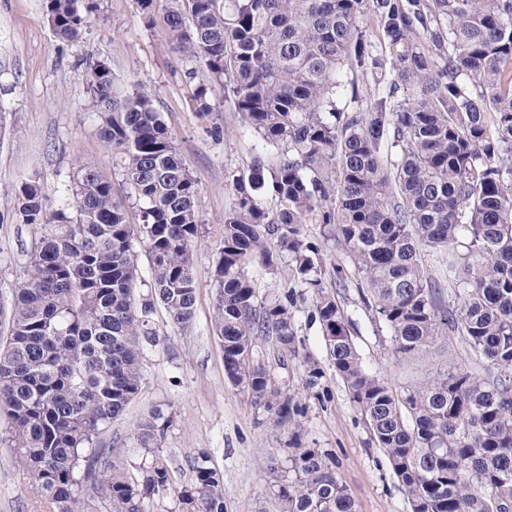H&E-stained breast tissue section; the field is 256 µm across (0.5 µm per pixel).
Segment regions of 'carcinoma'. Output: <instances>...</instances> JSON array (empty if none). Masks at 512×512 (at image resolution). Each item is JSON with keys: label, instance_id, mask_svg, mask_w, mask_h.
<instances>
[{"label": "carcinoma", "instance_id": "1", "mask_svg": "<svg viewBox=\"0 0 512 512\" xmlns=\"http://www.w3.org/2000/svg\"><path fill=\"white\" fill-rule=\"evenodd\" d=\"M135 3L148 23L164 10L169 48L203 65L255 140L214 269L226 380L272 427L295 428L288 389L247 353L266 339L285 361L297 353L288 294L260 300L250 276L284 260L311 291L336 374L411 512H512V0ZM44 18L74 44L100 20L101 0H45ZM385 67L390 85L357 104L350 74ZM116 81L103 60L87 67L113 176L75 168L74 204L61 209L32 177L12 206L39 236L27 278L0 305V440L57 512L99 500L109 512H153L172 491L159 417L138 428L135 466L102 435L138 395L143 355L160 342L154 306L178 330L194 319L200 188L153 101L117 94ZM208 85L193 95L203 115ZM308 224L344 247L336 282L354 286L396 361L445 338L455 358L399 391L366 368ZM139 246L151 269L140 301ZM189 467L190 482L172 491L178 512H224V473L205 451ZM270 469L280 512H356L330 454L298 436Z\"/></svg>", "mask_w": 512, "mask_h": 512}]
</instances>
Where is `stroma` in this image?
<instances>
[{
	"instance_id": "1",
	"label": "stroma",
	"mask_w": 512,
	"mask_h": 512,
	"mask_svg": "<svg viewBox=\"0 0 512 512\" xmlns=\"http://www.w3.org/2000/svg\"><path fill=\"white\" fill-rule=\"evenodd\" d=\"M108 62L118 76L117 89L150 96L164 121L178 134L181 157L198 181L202 232L195 243L198 282L191 328L174 330L162 308L152 320L163 345L147 352L141 391L105 437L138 461L134 435L151 414L167 423L162 448L174 486L189 482L187 462L207 451L224 473V512H279L274 476L264 466L280 447L250 399L224 378L219 340L211 324L215 301V261L222 247L224 213L232 201V181L247 169L252 141L243 131L234 103L222 89L210 88L212 111L199 117L191 98L203 74L185 78V63L168 48L163 22L146 24L134 0H101V19L79 43L60 42L43 19V0H0V104L8 133L0 140V298H10L24 276L26 252L35 229L12 223L8 211L16 191L39 177L53 207L69 206L68 172L78 165L112 170V154L100 141L95 106L84 92L89 61ZM251 276L261 296L289 293L298 325L299 352L287 368L277 365L271 341L258 352L273 367L277 382L297 404L304 443L328 450L336 473L350 489L357 512H410L407 496L388 460L376 448L365 420L326 355L321 328L309 292L295 283L286 265L277 271L257 265ZM345 313L368 369L387 375L400 387L423 376L429 361L396 362L385 339L374 336L364 312L346 289ZM317 376H310V367ZM54 506L19 470L10 448L0 445V512H53Z\"/></svg>"
}]
</instances>
